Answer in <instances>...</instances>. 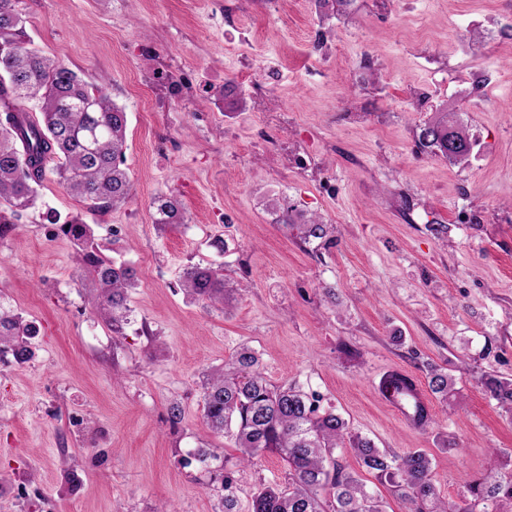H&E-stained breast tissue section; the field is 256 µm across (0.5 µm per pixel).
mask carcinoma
Returning a JSON list of instances; mask_svg holds the SVG:
<instances>
[{
	"label": "carcinoma",
	"instance_id": "1",
	"mask_svg": "<svg viewBox=\"0 0 512 512\" xmlns=\"http://www.w3.org/2000/svg\"><path fill=\"white\" fill-rule=\"evenodd\" d=\"M17 0H0V237L18 218L35 207L37 186L46 163L55 162L60 184L83 199L92 212L115 208L132 198L131 180L120 165L126 150V112L101 89H94L58 59L33 47ZM37 111L40 117H31ZM471 140L463 124L437 112L419 128L420 153L465 165L470 155L448 154V138ZM156 224H182L183 212L166 196L152 201ZM274 222L298 230L308 244L333 233L319 217L302 219L292 208L275 211ZM73 243L79 278L96 285L91 307L115 334L128 322V290L136 272L125 264L104 260L97 249L94 230L77 219L63 225ZM181 286L193 302L206 307L224 304L231 289L224 274L213 268L187 266ZM33 327L0 303V351L10 349L16 360L29 359L28 338ZM484 384L492 399L512 414V381L488 376ZM431 394L448 400L452 380L432 366L427 374ZM321 397L290 384L275 386L259 368V358L240 348L231 362L214 371L203 384V416L212 433L234 441L238 460L253 466L266 452L277 453L286 464L284 480L259 484L250 496L247 512H384L383 501L355 472L336 463L338 448H349L361 467L406 503L407 512H512V472L494 468L467 483L468 497L449 502L440 497L431 477L432 462L422 450L403 454L378 448L350 431L347 422L320 406ZM196 456L207 472L221 480V512H242L238 497V470L228 465L217 449H198Z\"/></svg>",
	"mask_w": 512,
	"mask_h": 512
}]
</instances>
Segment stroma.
<instances>
[{"label": "stroma", "instance_id": "obj_1", "mask_svg": "<svg viewBox=\"0 0 512 512\" xmlns=\"http://www.w3.org/2000/svg\"><path fill=\"white\" fill-rule=\"evenodd\" d=\"M17 10L34 47L126 113L133 197L92 213L49 172L0 238V300L36 329L25 363L0 354V512H214L191 452H236L206 428L202 384L243 346L271 384L319 393L377 447L425 450L444 499L512 465V415L483 384L512 379V0H356L328 17L313 0ZM441 110L476 142L466 167L417 151ZM160 194L185 224H154ZM284 204L333 225L331 244L273 223ZM75 218L137 271L122 334L93 313L68 237L48 234ZM193 264L237 283L223 309L180 290ZM434 365L456 393L432 399L431 426H405L376 385Z\"/></svg>", "mask_w": 512, "mask_h": 512}]
</instances>
